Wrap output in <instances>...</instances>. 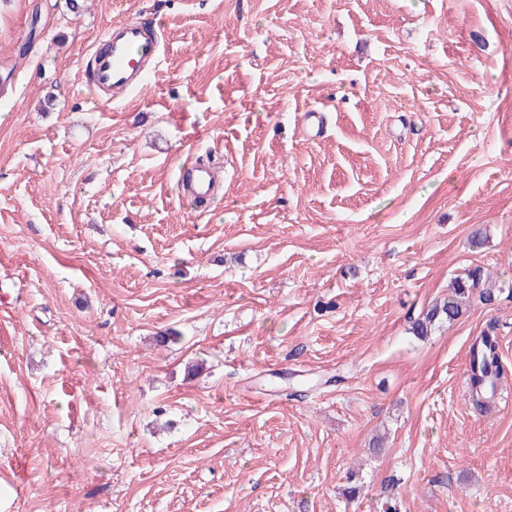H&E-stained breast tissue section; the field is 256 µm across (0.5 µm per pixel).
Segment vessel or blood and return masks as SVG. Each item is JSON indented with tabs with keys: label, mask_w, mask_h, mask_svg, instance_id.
<instances>
[{
	"label": "vessel or blood",
	"mask_w": 512,
	"mask_h": 512,
	"mask_svg": "<svg viewBox=\"0 0 512 512\" xmlns=\"http://www.w3.org/2000/svg\"><path fill=\"white\" fill-rule=\"evenodd\" d=\"M107 45V53L95 57L93 91L119 94L142 88L149 75V64L157 63L161 55L155 27L137 19L113 24ZM215 188L213 171L203 165L195 166L188 192L195 198L206 199Z\"/></svg>",
	"instance_id": "b4317fda"
}]
</instances>
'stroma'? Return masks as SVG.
<instances>
[{
  "mask_svg": "<svg viewBox=\"0 0 512 512\" xmlns=\"http://www.w3.org/2000/svg\"><path fill=\"white\" fill-rule=\"evenodd\" d=\"M78 3L0 0V512H512V0ZM152 24L131 19L115 23L108 31V52L95 55L91 87L95 94L137 91L149 75L148 64H156L161 50ZM186 190L196 199L209 198L215 191L216 180L213 171L206 166H194L193 177ZM485 285L480 269L467 272L465 277L455 278L451 284L448 298L443 302L435 303L414 319L410 328L413 335L425 338L443 323L456 321L461 317L466 302L475 294H478V297L484 301H493L496 298L497 290L485 287ZM498 347L497 336L490 332H484L472 346L468 385L473 404L479 409L489 406L487 385L493 380L501 383L505 375Z\"/></svg>",
  "mask_w": 512,
  "mask_h": 512,
  "instance_id": "35a3bbf8",
  "label": "stroma"
}]
</instances>
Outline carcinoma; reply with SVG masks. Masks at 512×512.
<instances>
[{"mask_svg":"<svg viewBox=\"0 0 512 512\" xmlns=\"http://www.w3.org/2000/svg\"><path fill=\"white\" fill-rule=\"evenodd\" d=\"M475 295L489 302L496 298V289L485 286L479 269L455 278L448 298L434 304L414 319L411 326L413 335L425 338L436 327L456 321L461 317L466 302ZM498 347L497 336L490 332L483 333L472 346L468 385L473 404L479 409L489 406L485 393L487 385L494 380L502 381L505 375Z\"/></svg>","mask_w":512,"mask_h":512,"instance_id":"cac0c4a2","label":"carcinoma"}]
</instances>
